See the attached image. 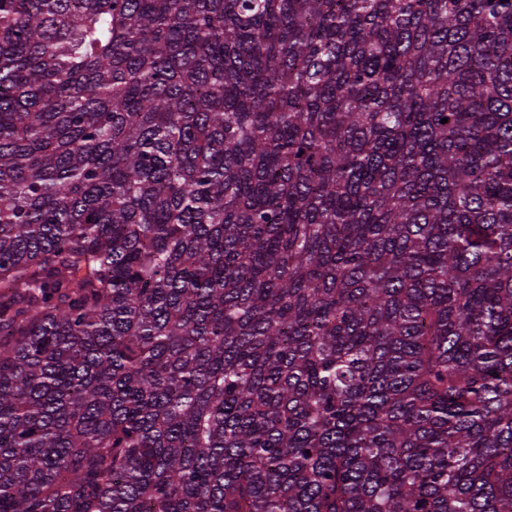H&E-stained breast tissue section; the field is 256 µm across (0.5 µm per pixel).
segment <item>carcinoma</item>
<instances>
[{"label":"carcinoma","mask_w":512,"mask_h":512,"mask_svg":"<svg viewBox=\"0 0 512 512\" xmlns=\"http://www.w3.org/2000/svg\"><path fill=\"white\" fill-rule=\"evenodd\" d=\"M0 512H512V0H0Z\"/></svg>","instance_id":"1"}]
</instances>
